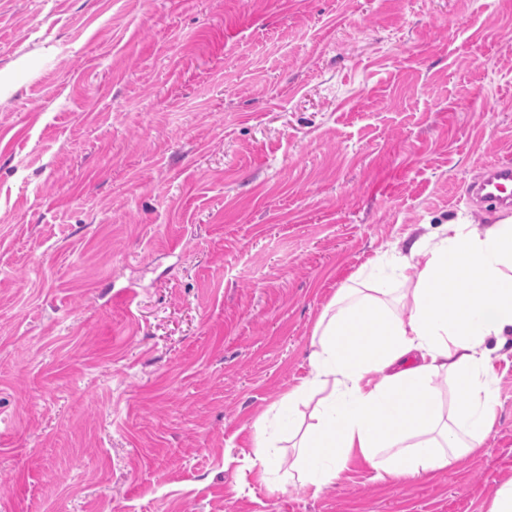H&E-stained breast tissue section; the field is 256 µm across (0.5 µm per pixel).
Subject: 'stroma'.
<instances>
[{
  "label": "stroma",
  "mask_w": 512,
  "mask_h": 512,
  "mask_svg": "<svg viewBox=\"0 0 512 512\" xmlns=\"http://www.w3.org/2000/svg\"><path fill=\"white\" fill-rule=\"evenodd\" d=\"M504 159L512 0H0V512H485L512 335L434 476L317 494L255 425L361 266L499 218ZM472 194L479 204L487 203L495 208L511 207L512 164L498 161L487 165L482 178L473 187Z\"/></svg>",
  "instance_id": "35a3bbf8"
}]
</instances>
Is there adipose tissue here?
Segmentation results:
<instances>
[{
  "instance_id": "obj_1",
  "label": "adipose tissue",
  "mask_w": 512,
  "mask_h": 512,
  "mask_svg": "<svg viewBox=\"0 0 512 512\" xmlns=\"http://www.w3.org/2000/svg\"><path fill=\"white\" fill-rule=\"evenodd\" d=\"M392 297L358 269L318 318L309 373L278 404L310 406L291 479L321 492L352 455L374 480L420 479L479 451L499 402L487 342L512 335V216L492 224L449 221L409 244L394 243ZM456 382L448 415L436 411L433 380Z\"/></svg>"
}]
</instances>
